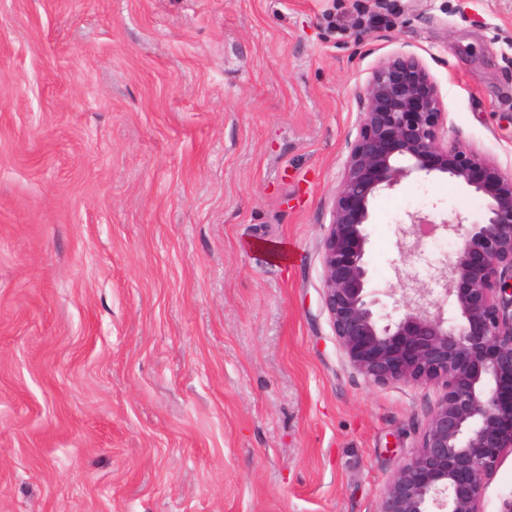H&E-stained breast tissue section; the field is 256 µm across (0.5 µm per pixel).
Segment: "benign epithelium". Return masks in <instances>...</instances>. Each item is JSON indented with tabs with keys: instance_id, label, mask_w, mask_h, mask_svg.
Here are the masks:
<instances>
[{
	"instance_id": "1",
	"label": "benign epithelium",
	"mask_w": 512,
	"mask_h": 512,
	"mask_svg": "<svg viewBox=\"0 0 512 512\" xmlns=\"http://www.w3.org/2000/svg\"><path fill=\"white\" fill-rule=\"evenodd\" d=\"M359 137L344 163L323 240L322 297L340 350L367 379L436 382L443 393L378 512H484L489 476L512 451V173L442 140L436 82L413 55L383 58L366 84ZM413 173L446 175L483 201L481 222L431 226L461 240L441 268L444 295L422 282L370 287L372 201ZM430 223L414 217L407 257ZM396 314H382L380 296ZM452 315L446 316L447 307Z\"/></svg>"
}]
</instances>
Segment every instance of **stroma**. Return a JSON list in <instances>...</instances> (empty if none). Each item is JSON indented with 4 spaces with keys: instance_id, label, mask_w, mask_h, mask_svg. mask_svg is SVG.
<instances>
[{
    "instance_id": "35a3bbf8",
    "label": "stroma",
    "mask_w": 512,
    "mask_h": 512,
    "mask_svg": "<svg viewBox=\"0 0 512 512\" xmlns=\"http://www.w3.org/2000/svg\"><path fill=\"white\" fill-rule=\"evenodd\" d=\"M392 54L512 171V0H0V512H377L441 389L350 365L322 244ZM481 210L377 196L373 287Z\"/></svg>"
}]
</instances>
